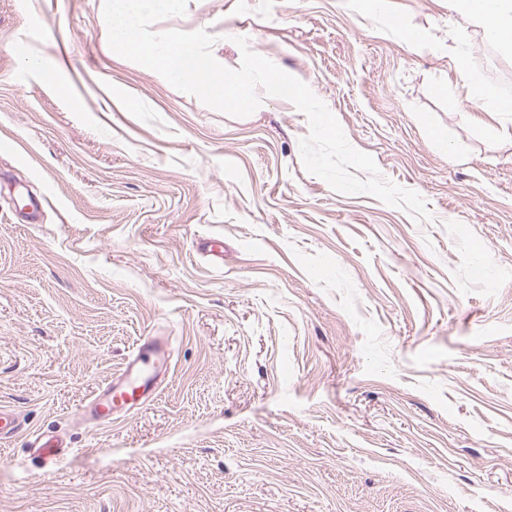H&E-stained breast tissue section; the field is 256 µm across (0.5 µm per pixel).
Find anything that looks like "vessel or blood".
I'll return each instance as SVG.
<instances>
[{
    "instance_id": "1",
    "label": "vessel or blood",
    "mask_w": 512,
    "mask_h": 512,
    "mask_svg": "<svg viewBox=\"0 0 512 512\" xmlns=\"http://www.w3.org/2000/svg\"><path fill=\"white\" fill-rule=\"evenodd\" d=\"M167 339L146 336L139 340L122 372L110 378L83 406L86 420L103 423L112 413L141 409L157 396L161 378L170 367ZM41 463L43 475H53L64 444L55 434H36L28 442Z\"/></svg>"
}]
</instances>
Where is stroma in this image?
<instances>
[{
    "instance_id": "35a3bbf8",
    "label": "stroma",
    "mask_w": 512,
    "mask_h": 512,
    "mask_svg": "<svg viewBox=\"0 0 512 512\" xmlns=\"http://www.w3.org/2000/svg\"><path fill=\"white\" fill-rule=\"evenodd\" d=\"M153 29L229 68L246 38L433 218L308 173L287 99L230 117L120 57L103 0H0V512H512V122L454 89L464 56L512 101V50L451 0H187ZM148 335L156 399L85 421ZM36 457L41 462L43 475L50 476L55 473L56 465L61 457L63 448H67L60 437L55 434L38 433L28 441Z\"/></svg>"
}]
</instances>
